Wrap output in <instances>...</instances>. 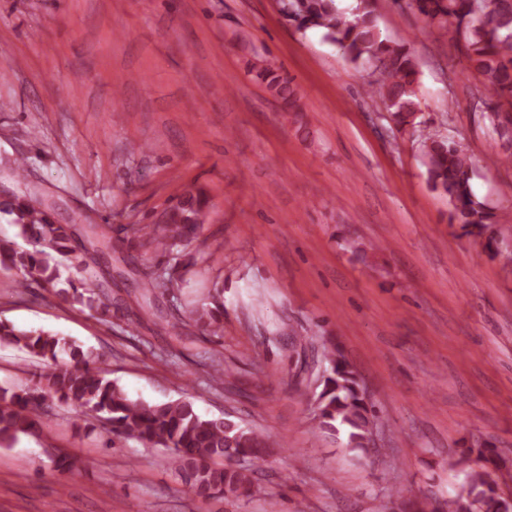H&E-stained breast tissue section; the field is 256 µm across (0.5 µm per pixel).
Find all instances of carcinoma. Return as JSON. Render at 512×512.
<instances>
[{
    "label": "carcinoma",
    "instance_id": "cac0c4a2",
    "mask_svg": "<svg viewBox=\"0 0 512 512\" xmlns=\"http://www.w3.org/2000/svg\"><path fill=\"white\" fill-rule=\"evenodd\" d=\"M281 14L289 25L305 32L316 29L335 44L343 56L368 65L375 78L366 94L383 105L388 120L398 131L417 129L415 85L419 64L404 44L381 36L375 0H357L346 12L335 0H281ZM426 25L445 28L456 41L467 69L483 80L487 96L484 118L496 135L491 157L496 165L512 164V0H393ZM255 79L290 111L298 110L296 88L280 67L270 60L253 65ZM421 151L427 180L432 189L448 198L450 222L464 233L480 238L494 223L492 208L472 190V157L461 141L440 132L421 136ZM12 175L19 183L3 212L11 216L16 238H0V269L17 275L14 288L35 284L53 292L70 306H79L107 327H112V277L90 271L94 257L121 276L133 256L119 255L112 247L109 224H61L37 204L26 183L27 163L17 159ZM208 199L203 191L185 187L170 199L165 220L136 229L142 241L170 255L181 250L204 223ZM70 275L60 279V267ZM191 318L211 336L224 333L223 291L197 303ZM0 345L11 346L40 361L44 369L29 383L16 388L0 387V447H10L22 436H36L41 416L54 401L73 407L100 421L112 439L134 438L149 448L169 452L168 465L193 493L207 499L239 498L251 492L255 468L269 455V437L228 417L203 414L187 398L148 402L131 397L122 385L94 366L91 356L76 342L41 328H22L0 319ZM67 352L76 360L72 367L58 365ZM327 363L323 387L316 398L319 410L316 429L346 438V447L368 454L376 419L366 397L364 380L336 346L324 353ZM477 454L480 466L466 473L463 490L432 507V502L406 499L405 490H395L406 512H512L504 489L512 477L507 459L482 448H469L460 462ZM247 460L252 468L235 462Z\"/></svg>",
    "mask_w": 512,
    "mask_h": 512
}]
</instances>
